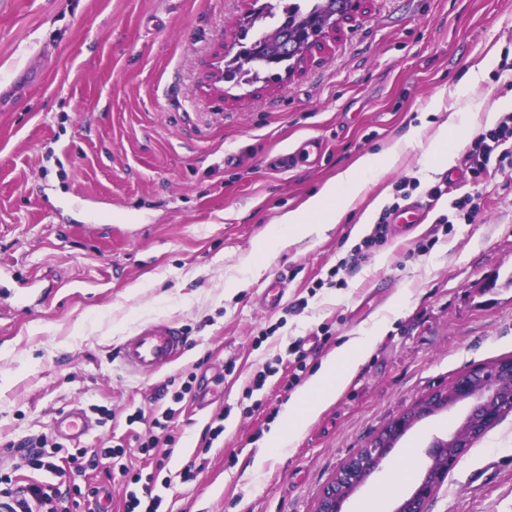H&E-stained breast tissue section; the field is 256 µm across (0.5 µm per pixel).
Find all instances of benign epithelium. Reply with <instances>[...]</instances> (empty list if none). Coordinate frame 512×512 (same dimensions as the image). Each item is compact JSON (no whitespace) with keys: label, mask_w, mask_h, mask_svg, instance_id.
<instances>
[{"label":"benign epithelium","mask_w":512,"mask_h":512,"mask_svg":"<svg viewBox=\"0 0 512 512\" xmlns=\"http://www.w3.org/2000/svg\"><path fill=\"white\" fill-rule=\"evenodd\" d=\"M217 59L218 64L211 74L214 86L224 82V68L234 66V57L222 51ZM456 408L463 410L459 425L448 433L447 438L434 441L423 475L400 499L394 512H425L427 501L448 469L481 438L484 430L493 428L500 421L501 412L512 408V360L503 359L489 367L474 366L388 422L369 447L346 460L319 494L315 512H345V503L380 468L408 429L425 417Z\"/></svg>","instance_id":"7a95c632"}]
</instances>
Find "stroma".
Here are the masks:
<instances>
[{
	"label": "stroma",
	"instance_id": "35a3bbf8",
	"mask_svg": "<svg viewBox=\"0 0 512 512\" xmlns=\"http://www.w3.org/2000/svg\"><path fill=\"white\" fill-rule=\"evenodd\" d=\"M248 0H0V477L52 485L16 467V444L52 434L72 405L107 407L86 445L139 443L175 407L183 437L156 486L161 512H314L345 460L393 418L470 368L512 357V167L473 176L466 149L434 171L440 124L469 111V143L485 115L512 101V0H363L287 81L215 90V53L233 41ZM493 64L456 95L461 77ZM420 143L376 175L320 240L260 238L358 158L410 129ZM309 149L292 170L275 161ZM440 186V198L428 191ZM471 197V218L453 203ZM423 208L366 249L353 231L376 198ZM282 304H259L273 280ZM175 321L187 353L149 376L117 347L142 325ZM386 331L342 395L286 454L253 457L282 406L322 360L360 330ZM306 355L298 370L291 343ZM268 377L254 388L260 371ZM191 381L180 403L158 399ZM140 422L129 423L132 414ZM460 418L417 422L345 504L375 493L392 512L395 463L421 471L432 442ZM223 425L211 448L207 427ZM264 453V452H263ZM195 477L183 481L182 467ZM426 512H512V413L473 443Z\"/></svg>",
	"mask_w": 512,
	"mask_h": 512
}]
</instances>
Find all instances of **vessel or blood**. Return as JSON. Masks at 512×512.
<instances>
[{
    "label": "vessel or blood",
    "instance_id": "b4317fda",
    "mask_svg": "<svg viewBox=\"0 0 512 512\" xmlns=\"http://www.w3.org/2000/svg\"><path fill=\"white\" fill-rule=\"evenodd\" d=\"M187 338L181 326L171 322L142 326L119 350L122 365L141 376L150 375L180 358ZM94 424L82 407L61 410L54 432L62 442L78 446L91 434Z\"/></svg>",
    "mask_w": 512,
    "mask_h": 512
}]
</instances>
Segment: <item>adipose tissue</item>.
Masks as SVG:
<instances>
[{"label":"adipose tissue","mask_w":512,"mask_h":512,"mask_svg":"<svg viewBox=\"0 0 512 512\" xmlns=\"http://www.w3.org/2000/svg\"><path fill=\"white\" fill-rule=\"evenodd\" d=\"M416 138V130H409L382 153L360 157L302 206L283 213L278 219L281 232L300 240L325 237L366 189L370 177L392 164L398 151L413 146ZM384 331L383 325H375L351 337L331 353L302 391L284 405L278 425L265 438V447L283 453L293 447L304 434L309 420L342 393Z\"/></svg>","instance_id":"adipose-tissue-1"}]
</instances>
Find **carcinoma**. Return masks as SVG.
<instances>
[{"label": "carcinoma", "mask_w": 512, "mask_h": 512, "mask_svg": "<svg viewBox=\"0 0 512 512\" xmlns=\"http://www.w3.org/2000/svg\"><path fill=\"white\" fill-rule=\"evenodd\" d=\"M351 8L352 0H253L250 14L263 16V22L257 27L239 25L235 36L248 73L265 83L283 79L281 69L273 63L280 47L302 40L307 28L326 14L345 18Z\"/></svg>", "instance_id": "1"}]
</instances>
